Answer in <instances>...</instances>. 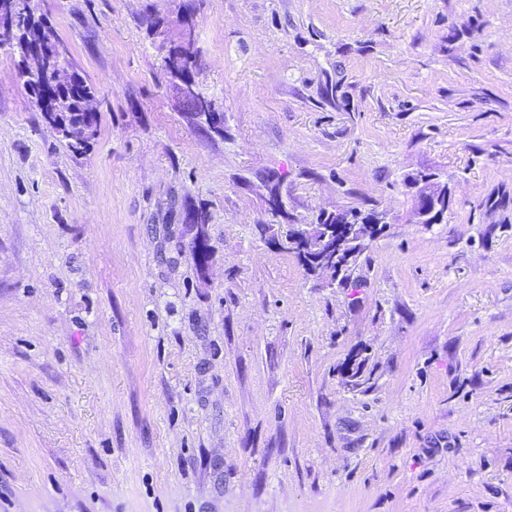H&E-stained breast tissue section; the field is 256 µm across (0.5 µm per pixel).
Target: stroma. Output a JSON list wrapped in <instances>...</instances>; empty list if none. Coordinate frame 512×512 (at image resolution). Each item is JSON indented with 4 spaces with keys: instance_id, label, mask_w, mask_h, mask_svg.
<instances>
[{
    "instance_id": "35a3bbf8",
    "label": "stroma",
    "mask_w": 512,
    "mask_h": 512,
    "mask_svg": "<svg viewBox=\"0 0 512 512\" xmlns=\"http://www.w3.org/2000/svg\"><path fill=\"white\" fill-rule=\"evenodd\" d=\"M178 2L38 0L80 157L0 47V512H512V0H197L220 138L148 39ZM269 172L299 220L388 214L353 287L268 246ZM69 94L72 98L76 99L78 101V111L77 112H71L69 115H61V119L63 121L69 122V124L72 127L78 128L83 127L87 123H93L91 127H93L95 132V137L98 134V128L100 123V116L99 112H85V105L87 102H89V98H94L97 96V89L91 85L85 82L84 85L78 86L77 88H74L73 86L70 88ZM84 102V103H82ZM91 103V101L89 102ZM90 113V114H88ZM91 127L84 128L82 130V135L86 136L87 133L90 131ZM93 139V140H94ZM199 111L198 116L201 119L200 127H202V131L209 133L212 137H223L224 112H215L216 105L213 100H203L199 105ZM423 200V206L416 211V217L419 224L426 226L438 224L447 211L450 203V192L448 188H428L420 196ZM444 197V204L442 198Z\"/></svg>"
}]
</instances>
